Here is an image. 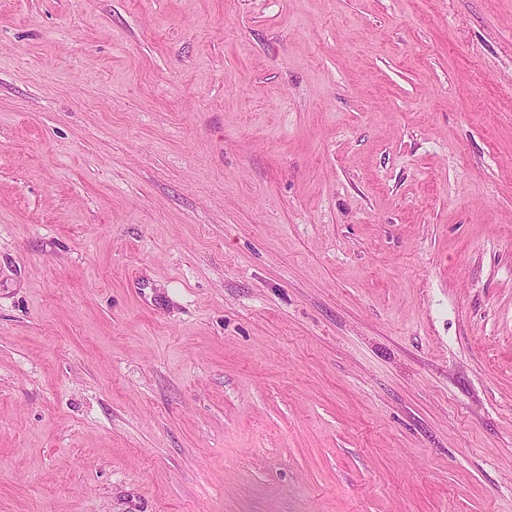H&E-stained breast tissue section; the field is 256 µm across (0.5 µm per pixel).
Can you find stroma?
<instances>
[{"instance_id": "1", "label": "stroma", "mask_w": 512, "mask_h": 512, "mask_svg": "<svg viewBox=\"0 0 512 512\" xmlns=\"http://www.w3.org/2000/svg\"><path fill=\"white\" fill-rule=\"evenodd\" d=\"M0 512H512V0H0Z\"/></svg>"}]
</instances>
